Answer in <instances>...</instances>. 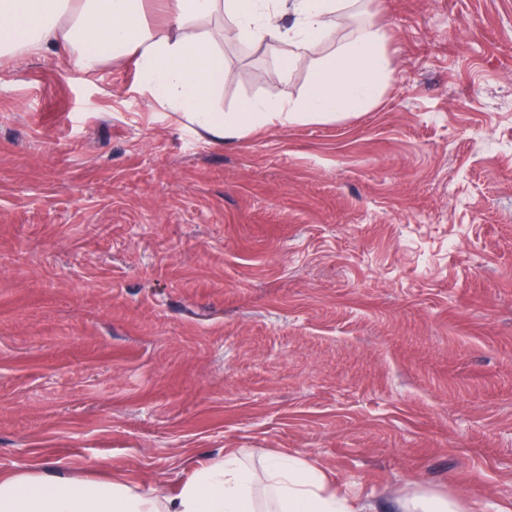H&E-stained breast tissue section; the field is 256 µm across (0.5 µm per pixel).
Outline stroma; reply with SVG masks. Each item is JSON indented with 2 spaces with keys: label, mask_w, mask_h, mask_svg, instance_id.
<instances>
[{
  "label": "stroma",
  "mask_w": 512,
  "mask_h": 512,
  "mask_svg": "<svg viewBox=\"0 0 512 512\" xmlns=\"http://www.w3.org/2000/svg\"><path fill=\"white\" fill-rule=\"evenodd\" d=\"M371 27L374 102L221 140L135 53L0 59V472L172 494L287 450L358 512L512 504V0H346L288 67L225 41L214 106L302 100ZM405 507L404 512H455L457 509L453 502L428 493L415 496Z\"/></svg>",
  "instance_id": "35a3bbf8"
}]
</instances>
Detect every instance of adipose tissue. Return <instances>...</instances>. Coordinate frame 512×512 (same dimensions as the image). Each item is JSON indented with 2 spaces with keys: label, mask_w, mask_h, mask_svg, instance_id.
I'll use <instances>...</instances> for the list:
<instances>
[{
  "label": "adipose tissue",
  "mask_w": 512,
  "mask_h": 512,
  "mask_svg": "<svg viewBox=\"0 0 512 512\" xmlns=\"http://www.w3.org/2000/svg\"><path fill=\"white\" fill-rule=\"evenodd\" d=\"M147 0H0V57L72 48L71 62L102 69L114 53L139 55L152 101L187 115L216 137L280 117L326 119L363 109L389 80L380 29L365 30L321 62L303 100L255 101L240 112L216 111L224 83L225 39L270 37L282 59L295 61L315 39L333 34L343 0H162L166 31L146 21ZM292 14L294 23L282 28ZM0 512H353L346 498L327 492L322 473L291 453L267 454L259 464L227 453L198 466L180 491L166 495L129 479L77 478L62 461L0 474Z\"/></svg>",
  "instance_id": "1"
}]
</instances>
